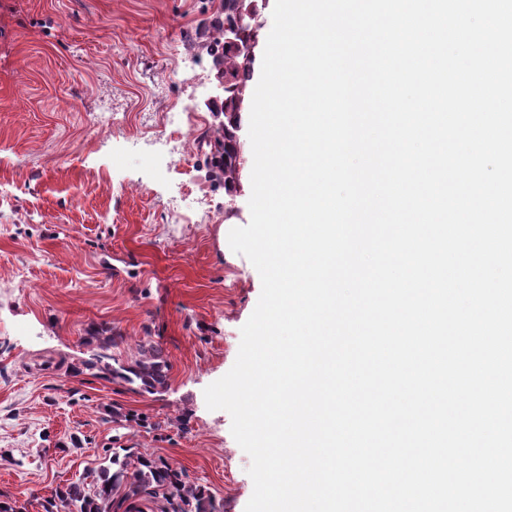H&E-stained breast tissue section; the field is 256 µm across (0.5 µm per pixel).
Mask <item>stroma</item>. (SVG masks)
<instances>
[{"mask_svg":"<svg viewBox=\"0 0 512 512\" xmlns=\"http://www.w3.org/2000/svg\"><path fill=\"white\" fill-rule=\"evenodd\" d=\"M211 13L209 0H0V501L20 512H46L68 484L93 486L116 448L166 458L221 512H245L253 493L229 413L204 399L261 294L228 243L250 220L249 135L239 194L229 202L215 187L204 224L193 201L176 215L167 200L207 179L205 153L172 164L138 143L145 116L174 108L212 127L208 69L156 89ZM106 102L129 115L110 134L87 123ZM115 176L135 189L112 190ZM111 334L123 362L160 347L165 385L86 370L96 336Z\"/></svg>","mask_w":512,"mask_h":512,"instance_id":"obj_1","label":"stroma"}]
</instances>
